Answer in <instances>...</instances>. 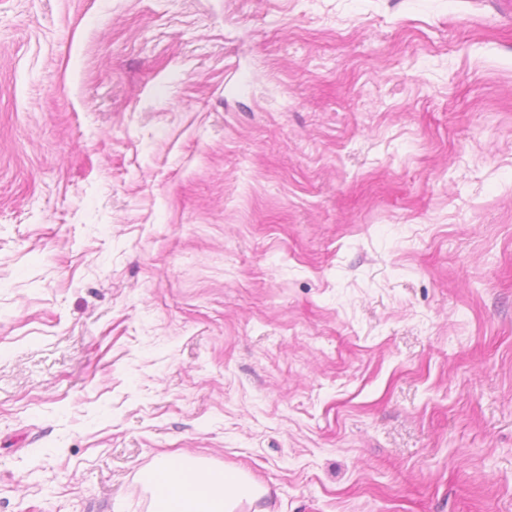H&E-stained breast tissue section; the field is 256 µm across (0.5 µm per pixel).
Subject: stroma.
<instances>
[{"label":"stroma","mask_w":512,"mask_h":512,"mask_svg":"<svg viewBox=\"0 0 512 512\" xmlns=\"http://www.w3.org/2000/svg\"><path fill=\"white\" fill-rule=\"evenodd\" d=\"M512 512L500 0H0V512ZM146 480L158 489L154 512H238L244 504L253 512H269L258 505L268 490L242 470L163 459Z\"/></svg>","instance_id":"35a3bbf8"}]
</instances>
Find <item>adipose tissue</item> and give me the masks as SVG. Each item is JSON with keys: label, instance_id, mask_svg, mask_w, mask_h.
<instances>
[{"label": "adipose tissue", "instance_id": "obj_1", "mask_svg": "<svg viewBox=\"0 0 512 512\" xmlns=\"http://www.w3.org/2000/svg\"><path fill=\"white\" fill-rule=\"evenodd\" d=\"M156 487L154 512H268V491L247 473L199 460H161L147 476Z\"/></svg>", "mask_w": 512, "mask_h": 512}]
</instances>
